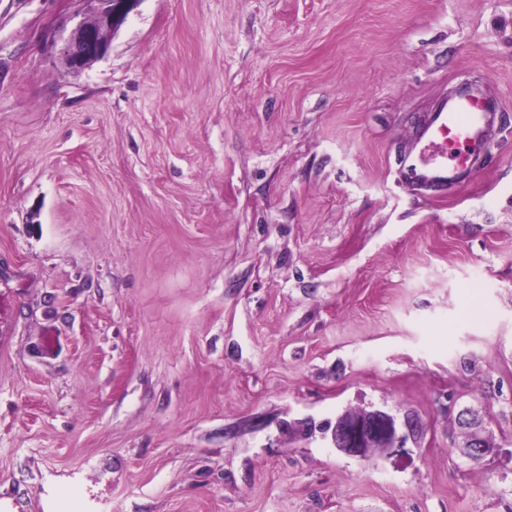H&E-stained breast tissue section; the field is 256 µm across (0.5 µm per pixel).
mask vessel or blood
<instances>
[{"label":"vessel or blood","instance_id":"obj_1","mask_svg":"<svg viewBox=\"0 0 512 512\" xmlns=\"http://www.w3.org/2000/svg\"><path fill=\"white\" fill-rule=\"evenodd\" d=\"M487 129V102L480 88L448 96L438 105L419 146L406 160L409 179L421 188L455 181L470 168Z\"/></svg>","mask_w":512,"mask_h":512}]
</instances>
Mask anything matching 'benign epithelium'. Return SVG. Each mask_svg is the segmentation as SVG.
I'll return each mask as SVG.
<instances>
[{"instance_id":"1","label":"benign epithelium","mask_w":512,"mask_h":512,"mask_svg":"<svg viewBox=\"0 0 512 512\" xmlns=\"http://www.w3.org/2000/svg\"><path fill=\"white\" fill-rule=\"evenodd\" d=\"M91 9L89 18H82L63 39L60 54L73 71H82L103 58L110 46L108 35L114 33L141 0H87ZM457 421L463 432L457 445L462 456L481 460L494 451L485 434L484 419L470 407L459 410ZM409 423L378 408H363L355 414L345 412L334 423L320 427L322 438L338 451L366 460L374 450L388 455L405 448Z\"/></svg>"}]
</instances>
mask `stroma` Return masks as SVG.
Listing matches in <instances>:
<instances>
[{
  "instance_id": "stroma-1",
  "label": "stroma",
  "mask_w": 512,
  "mask_h": 512,
  "mask_svg": "<svg viewBox=\"0 0 512 512\" xmlns=\"http://www.w3.org/2000/svg\"><path fill=\"white\" fill-rule=\"evenodd\" d=\"M88 13L0 0V512H512V0H140L74 72ZM371 405L402 452L302 430ZM486 98L472 87L444 99L406 159L409 179L418 187L451 183L471 166L488 129ZM457 421L463 432L462 441L457 445L462 456L481 460L494 451L485 434V423L480 413L470 407L459 410Z\"/></svg>"
}]
</instances>
